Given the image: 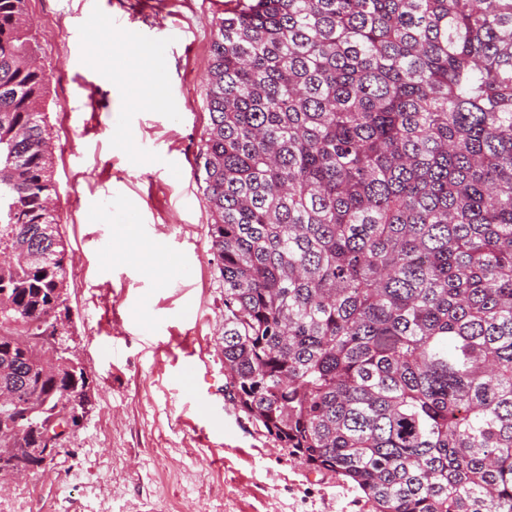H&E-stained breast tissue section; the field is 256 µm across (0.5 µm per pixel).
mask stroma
Returning <instances> with one entry per match:
<instances>
[{
  "instance_id": "obj_1",
  "label": "stroma",
  "mask_w": 512,
  "mask_h": 512,
  "mask_svg": "<svg viewBox=\"0 0 512 512\" xmlns=\"http://www.w3.org/2000/svg\"><path fill=\"white\" fill-rule=\"evenodd\" d=\"M238 0H28L71 270L59 341L92 406L53 464L0 482V512H361L224 395V283L195 158L207 125L215 24ZM168 29L170 45L152 31ZM133 36L159 54L163 107L125 66ZM87 66L93 83L75 81ZM204 363L186 406L174 376ZM211 402L220 420L202 415ZM111 438H103V426Z\"/></svg>"
}]
</instances>
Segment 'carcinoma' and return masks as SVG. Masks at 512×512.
Listing matches in <instances>:
<instances>
[{
    "instance_id": "obj_1",
    "label": "carcinoma",
    "mask_w": 512,
    "mask_h": 512,
    "mask_svg": "<svg viewBox=\"0 0 512 512\" xmlns=\"http://www.w3.org/2000/svg\"><path fill=\"white\" fill-rule=\"evenodd\" d=\"M36 52L0 0V472L90 406L19 347L68 310ZM208 84L224 392L362 512H512V0H248Z\"/></svg>"
}]
</instances>
